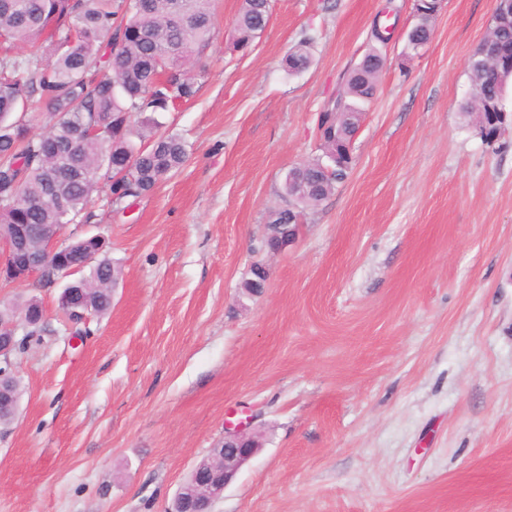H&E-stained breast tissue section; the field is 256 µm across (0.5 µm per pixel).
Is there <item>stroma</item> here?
Returning <instances> with one entry per match:
<instances>
[{
	"label": "stroma",
	"instance_id": "35a3bbf8",
	"mask_svg": "<svg viewBox=\"0 0 512 512\" xmlns=\"http://www.w3.org/2000/svg\"><path fill=\"white\" fill-rule=\"evenodd\" d=\"M240 6L213 0L202 89L161 116L185 164L67 228L105 236L111 312L75 339L58 288L0 283V303L40 298L47 329L15 358L0 512H167L240 422L263 446L215 512H512V127L490 146L462 115L493 0H444L411 58L412 0H271L244 53ZM377 21L393 34L353 169L269 254L285 174L319 156ZM313 38L304 36L298 45L294 47L286 60L288 72L290 74L301 72L310 67L312 57L310 54V46Z\"/></svg>",
	"mask_w": 512,
	"mask_h": 512
}]
</instances>
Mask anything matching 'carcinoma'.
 Returning a JSON list of instances; mask_svg holds the SVG:
<instances>
[{
    "mask_svg": "<svg viewBox=\"0 0 512 512\" xmlns=\"http://www.w3.org/2000/svg\"><path fill=\"white\" fill-rule=\"evenodd\" d=\"M269 0H242L235 45L247 47L265 31ZM213 36L210 0H0V228L12 224H89L94 198L108 205L135 201L180 169L187 142L160 134L155 114L194 98L200 89L198 58ZM376 45L343 78L320 121L333 134L321 140V156L305 163L307 184L290 208L270 211L268 244L288 241L289 225L336 191L353 168L348 148L377 92L382 71L379 46L387 33L372 31ZM313 38L305 36L286 60L288 72L310 67ZM486 43L512 46V22L490 29ZM472 99L463 110L480 138L498 141L493 118L478 96L504 92L512 76L491 85L479 63L468 66ZM43 106L49 128L32 132L25 112ZM78 264L68 287L103 317L112 308L120 270L102 238L65 244ZM36 297L0 307V322L25 311L40 312Z\"/></svg>",
    "mask_w": 512,
    "mask_h": 512,
    "instance_id": "1",
    "label": "carcinoma"
}]
</instances>
